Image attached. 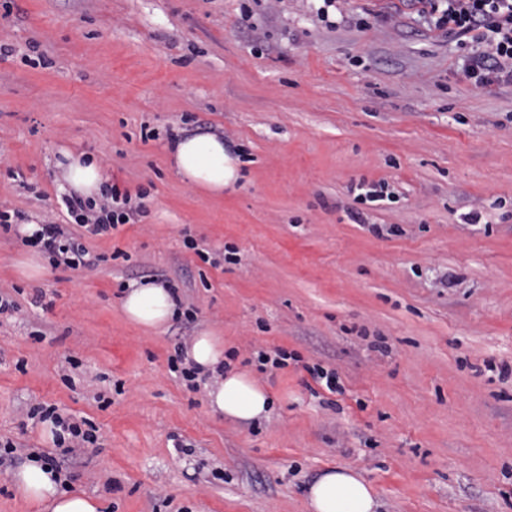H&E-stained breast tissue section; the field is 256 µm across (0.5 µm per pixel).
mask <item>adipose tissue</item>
I'll return each instance as SVG.
<instances>
[{"label": "adipose tissue", "instance_id": "ef3b65f1", "mask_svg": "<svg viewBox=\"0 0 512 512\" xmlns=\"http://www.w3.org/2000/svg\"><path fill=\"white\" fill-rule=\"evenodd\" d=\"M168 150L176 172L206 193L222 194L237 179V160L220 136H182ZM56 166L71 192L84 198L97 197L110 180L97 158L85 152L61 150ZM122 311L131 322L152 332L179 313L173 290L155 281L129 285ZM208 399L213 411L239 421L265 418L272 407L267 389L248 372L238 370L225 372ZM15 485L23 499L40 512H98L88 498L64 490L60 474L35 461L16 473ZM306 499L309 512H378L380 507L373 484L351 466L324 470L309 485Z\"/></svg>", "mask_w": 512, "mask_h": 512}]
</instances>
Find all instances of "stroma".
<instances>
[{
	"mask_svg": "<svg viewBox=\"0 0 512 512\" xmlns=\"http://www.w3.org/2000/svg\"><path fill=\"white\" fill-rule=\"evenodd\" d=\"M15 0L0 8V208L63 221L60 150L149 192L71 269L0 234V442L51 452L36 403L92 421L66 488L99 512H307L325 469H361L379 512H512V85L461 74L460 42L415 0ZM40 56L32 64V56ZM216 134L238 160L220 196L168 147ZM384 186L378 202L358 183ZM477 212L481 221L467 223ZM380 232H372V225ZM183 309L147 333L125 288ZM206 330L273 399L213 413L211 379L172 368ZM300 364L257 369V351ZM78 361L71 369L70 361ZM336 371L323 390L308 366Z\"/></svg>",
	"mask_w": 512,
	"mask_h": 512,
	"instance_id": "1",
	"label": "stroma"
}]
</instances>
